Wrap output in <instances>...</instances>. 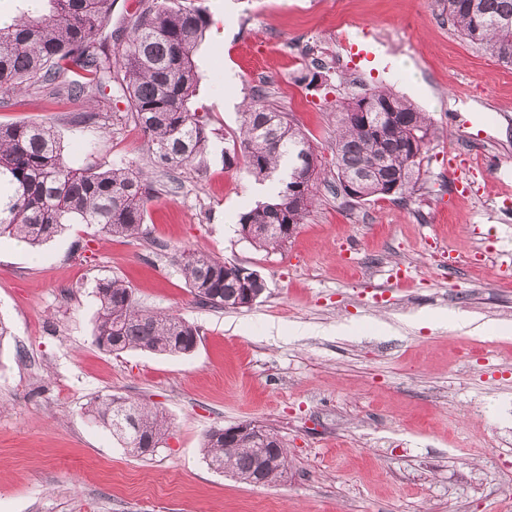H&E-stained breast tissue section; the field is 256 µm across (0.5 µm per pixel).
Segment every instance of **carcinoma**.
I'll return each mask as SVG.
<instances>
[{
  "instance_id": "obj_1",
  "label": "carcinoma",
  "mask_w": 512,
  "mask_h": 512,
  "mask_svg": "<svg viewBox=\"0 0 512 512\" xmlns=\"http://www.w3.org/2000/svg\"><path fill=\"white\" fill-rule=\"evenodd\" d=\"M42 9L21 8L0 24V106L23 94L49 96L92 110L80 119L95 124L110 107L105 89L117 83L132 121L149 139L156 167L181 171L202 155L211 130L206 115L190 109L199 75L193 57L211 25L193 0H140L113 43L97 38L112 0H40ZM460 35L491 57L512 66V0H443ZM123 77L115 76V68ZM334 165L336 187L356 201L409 193L420 176L422 155L433 135L427 113L406 98L375 90L340 106ZM237 151L259 181L278 180L274 199L239 215L240 233L262 249H277L291 237L313 206L319 176L317 156L302 130L272 105L253 97L242 112ZM154 184L141 169L91 165L74 169L55 131L42 124H0V237L33 247L54 238L66 224H94L105 234L141 238ZM173 265L198 304L236 309L246 293L261 296L265 281L240 276L238 266L202 250L182 251ZM94 342L112 353L140 349L187 355L197 346V328L173 313L142 308L134 291L118 278L101 279ZM87 416L108 430L132 454L148 455L165 443L168 423L156 409L112 394L96 397ZM206 462L217 473L231 471L252 483H269L288 473V451L277 432L250 422L230 439L224 429L206 436Z\"/></svg>"
}]
</instances>
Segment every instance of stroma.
Instances as JSON below:
<instances>
[{
	"label": "stroma",
	"instance_id": "obj_1",
	"mask_svg": "<svg viewBox=\"0 0 512 512\" xmlns=\"http://www.w3.org/2000/svg\"><path fill=\"white\" fill-rule=\"evenodd\" d=\"M200 2L224 38L195 56L194 104L216 134L190 171L156 168L131 123H83L42 97L0 108V123L52 127L74 166L125 163L157 188L141 240L91 224L36 251L0 238V512H512V331L493 332L512 328V72L436 0ZM365 37L375 59L354 63ZM318 64L322 79L302 82ZM380 86L429 112L434 136L411 194L357 204L336 192L338 110ZM260 91L321 163L315 204L267 251L238 218L277 185L224 162ZM185 248L256 270L264 295L197 304L172 264ZM108 277L194 324L195 351L99 349L93 289ZM440 310L490 331L408 322ZM104 394L163 411V447L136 456L92 424L84 407ZM246 422L279 432L284 479L209 469L206 432Z\"/></svg>",
	"mask_w": 512,
	"mask_h": 512
}]
</instances>
